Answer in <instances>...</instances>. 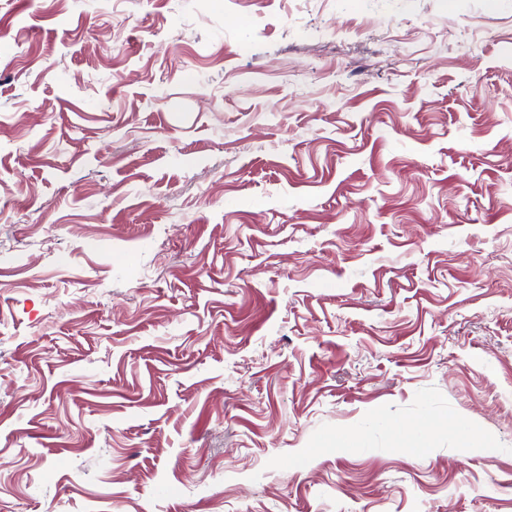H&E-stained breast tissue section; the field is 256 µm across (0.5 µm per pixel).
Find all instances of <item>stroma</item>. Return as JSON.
<instances>
[{"instance_id": "35a3bbf8", "label": "stroma", "mask_w": 512, "mask_h": 512, "mask_svg": "<svg viewBox=\"0 0 512 512\" xmlns=\"http://www.w3.org/2000/svg\"><path fill=\"white\" fill-rule=\"evenodd\" d=\"M0 512H512V0H0ZM448 436L452 437L461 448H492L495 442L479 430L455 421L448 422Z\"/></svg>"}]
</instances>
